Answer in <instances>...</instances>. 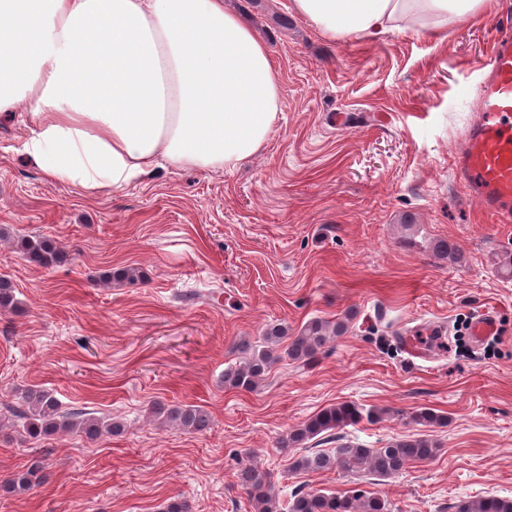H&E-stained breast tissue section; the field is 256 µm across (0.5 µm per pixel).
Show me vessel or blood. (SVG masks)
I'll return each instance as SVG.
<instances>
[{
	"label": "vessel or blood",
	"mask_w": 512,
	"mask_h": 512,
	"mask_svg": "<svg viewBox=\"0 0 512 512\" xmlns=\"http://www.w3.org/2000/svg\"><path fill=\"white\" fill-rule=\"evenodd\" d=\"M499 34L479 90V119L469 128L456 168L470 194L504 222L512 221V20Z\"/></svg>",
	"instance_id": "b4317fda"
}]
</instances>
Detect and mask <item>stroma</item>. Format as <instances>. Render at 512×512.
<instances>
[{
	"label": "stroma",
	"mask_w": 512,
	"mask_h": 512,
	"mask_svg": "<svg viewBox=\"0 0 512 512\" xmlns=\"http://www.w3.org/2000/svg\"><path fill=\"white\" fill-rule=\"evenodd\" d=\"M266 42L279 80L267 142L227 172L167 166L118 191L85 196L22 150L23 112L0 115V512H253L242 462L271 474L280 501L297 489H361L391 512H451L458 499L512 498V223H497L465 189L455 154L477 117L494 22L512 0L452 19L441 34L395 29L330 39L292 0H224ZM47 236L50 268L12 241ZM445 239L456 258L437 255ZM134 268L136 280L103 285ZM498 342L454 338L482 310ZM313 318L349 329L309 366L276 364L253 392L225 388L241 340ZM40 386L63 408L117 418L123 434L27 439L14 415ZM193 404L203 432L157 427L152 402ZM339 402L381 419L320 441L380 448L423 434L429 461L381 479L335 469L292 472L280 437ZM429 407L444 425L422 427ZM43 482H4L31 456Z\"/></svg>",
	"instance_id": "1"
}]
</instances>
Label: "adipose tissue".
<instances>
[{
	"instance_id": "ef3b65f1",
	"label": "adipose tissue",
	"mask_w": 512,
	"mask_h": 512,
	"mask_svg": "<svg viewBox=\"0 0 512 512\" xmlns=\"http://www.w3.org/2000/svg\"><path fill=\"white\" fill-rule=\"evenodd\" d=\"M484 0H293L329 38L444 23ZM279 83L224 0H0V112L25 153L93 197L167 162L233 170L264 145Z\"/></svg>"
}]
</instances>
